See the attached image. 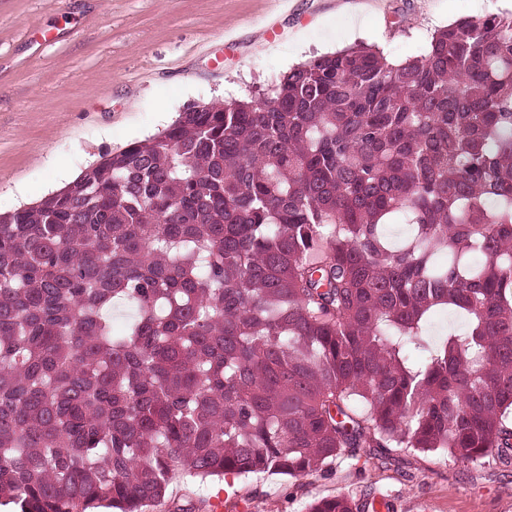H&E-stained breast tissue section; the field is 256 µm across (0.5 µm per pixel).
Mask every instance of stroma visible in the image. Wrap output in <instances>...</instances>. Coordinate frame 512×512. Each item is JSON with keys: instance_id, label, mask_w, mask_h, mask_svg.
<instances>
[{"instance_id": "1", "label": "stroma", "mask_w": 512, "mask_h": 512, "mask_svg": "<svg viewBox=\"0 0 512 512\" xmlns=\"http://www.w3.org/2000/svg\"><path fill=\"white\" fill-rule=\"evenodd\" d=\"M340 0H0V214L60 188L103 151L164 130L185 108L268 88L296 64L356 42L394 63L464 17L512 0H374L357 19ZM326 472L178 478L146 512H306L314 500L366 489L393 512H512V452L462 461L363 448Z\"/></svg>"}]
</instances>
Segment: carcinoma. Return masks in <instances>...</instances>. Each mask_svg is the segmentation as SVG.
<instances>
[{
	"instance_id": "1",
	"label": "carcinoma",
	"mask_w": 512,
	"mask_h": 512,
	"mask_svg": "<svg viewBox=\"0 0 512 512\" xmlns=\"http://www.w3.org/2000/svg\"><path fill=\"white\" fill-rule=\"evenodd\" d=\"M444 310L465 329L434 343ZM511 412L512 13L400 64L318 56L0 214V500L21 512H144L179 476L359 448L474 462L512 448Z\"/></svg>"
}]
</instances>
